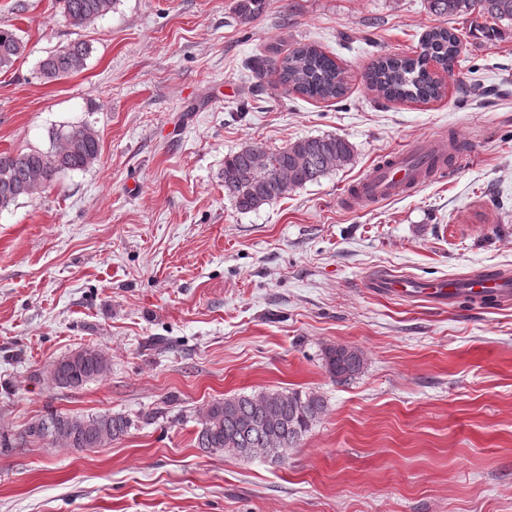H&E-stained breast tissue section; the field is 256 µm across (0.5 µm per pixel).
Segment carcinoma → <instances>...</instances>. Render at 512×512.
I'll use <instances>...</instances> for the list:
<instances>
[{
	"label": "carcinoma",
	"mask_w": 512,
	"mask_h": 512,
	"mask_svg": "<svg viewBox=\"0 0 512 512\" xmlns=\"http://www.w3.org/2000/svg\"><path fill=\"white\" fill-rule=\"evenodd\" d=\"M69 25L86 28L104 19L116 0H56ZM438 17H472L471 23L490 18L512 22V0H427ZM265 0H235V19L249 25L264 12ZM27 42L13 29L0 26V71L11 68L25 53ZM414 56H379L365 73L367 87L387 101L427 103L438 99L442 85L428 70L432 60L451 72L460 65L461 38L446 27L428 30ZM90 54L89 46L73 41L41 59L38 74L46 82L81 72ZM274 70L285 88L314 100L337 99L346 89L345 71L336 60L311 46H298L287 55L260 57L251 70L261 77ZM97 131L89 124L60 129L53 134L47 151L0 152V211L21 198H31L67 171L84 170L99 160ZM353 157L352 144L338 136L300 138L272 153L247 145L224 160V194L241 211L288 196L295 189L318 180ZM325 367L337 382L356 378L364 368L362 353L349 346L330 347L324 353ZM109 360L93 348L85 358L70 353L54 362L46 373L53 386L78 389L106 377ZM324 398L307 391H271L214 400L206 407L196 446L208 453L228 452L241 457L240 448H263L272 436L287 452L325 412ZM41 428L27 426L21 440L26 443L52 440L55 445L88 450L108 445L126 434L131 421L120 413L91 416L50 413L39 419Z\"/></svg>",
	"instance_id": "obj_1"
}]
</instances>
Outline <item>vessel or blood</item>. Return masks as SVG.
Here are the masks:
<instances>
[{
	"label": "vessel or blood",
	"instance_id": "obj_1",
	"mask_svg": "<svg viewBox=\"0 0 512 512\" xmlns=\"http://www.w3.org/2000/svg\"><path fill=\"white\" fill-rule=\"evenodd\" d=\"M459 156L449 152L441 142H433L427 149L396 150L385 154L352 185L344 197L346 205L355 207L363 203L406 196L435 176L444 174L450 166L460 165ZM421 294L439 303L469 300L481 305L491 301L512 302V274L501 271L476 272L469 276L466 287L460 288L450 281L426 284Z\"/></svg>",
	"mask_w": 512,
	"mask_h": 512
}]
</instances>
